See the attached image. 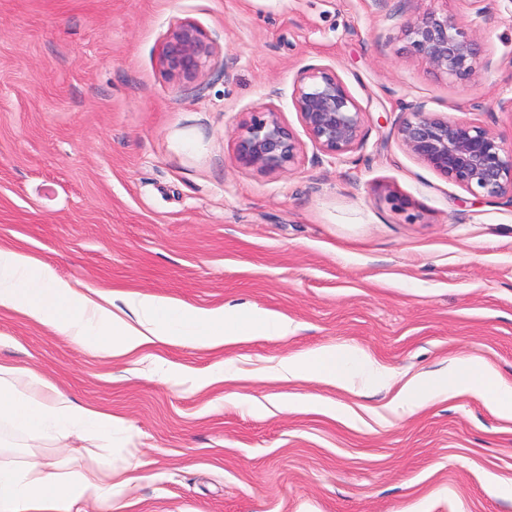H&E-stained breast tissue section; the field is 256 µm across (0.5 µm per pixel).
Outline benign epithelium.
<instances>
[{"label": "benign epithelium", "mask_w": 512, "mask_h": 512, "mask_svg": "<svg viewBox=\"0 0 512 512\" xmlns=\"http://www.w3.org/2000/svg\"><path fill=\"white\" fill-rule=\"evenodd\" d=\"M407 50L430 68L458 81L488 70L479 39L457 19L436 10L408 18L402 27ZM212 47L190 21L169 33L161 52L166 72L193 80L208 66ZM293 104L309 139L339 159L364 145L365 110L343 80L327 67L302 70L293 86ZM397 139L402 147L473 195H512V141L466 120H450L423 103L401 108ZM301 146L279 112L265 108L243 122L235 142L236 160L247 167L281 170L299 162Z\"/></svg>", "instance_id": "7a95c632"}]
</instances>
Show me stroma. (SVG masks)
Segmentation results:
<instances>
[{"label":"stroma","mask_w":512,"mask_h":512,"mask_svg":"<svg viewBox=\"0 0 512 512\" xmlns=\"http://www.w3.org/2000/svg\"><path fill=\"white\" fill-rule=\"evenodd\" d=\"M470 23L491 67L470 82L406 53L428 8ZM198 25L213 57L169 76L161 47ZM362 105L363 148L334 159L293 105L308 67ZM512 0H0V245L62 280L199 308L256 307L285 336L221 350L156 344L140 363L81 346L0 307V367L47 398L120 418L110 442L30 437L0 420V464L101 470L123 512H512V424L474 396L415 414L402 380L454 357L512 382V201L466 192L408 153L401 104L512 139ZM271 105L303 145L275 171L235 159ZM403 206H396V199ZM358 347L389 384L283 378L281 358Z\"/></svg>","instance_id":"obj_1"}]
</instances>
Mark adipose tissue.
I'll return each mask as SVG.
<instances>
[{
	"mask_svg": "<svg viewBox=\"0 0 512 512\" xmlns=\"http://www.w3.org/2000/svg\"><path fill=\"white\" fill-rule=\"evenodd\" d=\"M110 303L106 294L85 292L58 278L50 267L34 266L22 250L0 247V307L52 328L94 357L132 358L158 342L221 348L253 336H284L290 330L286 317L258 308L202 309L131 293V314L126 317ZM277 371L293 378L313 375L341 388L357 379L380 383L386 378L384 368L366 351L336 346L284 358ZM43 385L28 369L0 376V419L34 435L62 431L81 439L111 437L116 417L62 397L45 400L38 394ZM464 395L479 398L492 414L512 421V383L473 357L451 360L439 376L410 377L389 405L412 414L435 400ZM107 497L103 479L94 471H69L37 461L20 468L0 466V512H85Z\"/></svg>",
	"mask_w": 512,
	"mask_h": 512,
	"instance_id": "adipose-tissue-1",
	"label": "adipose tissue"
}]
</instances>
